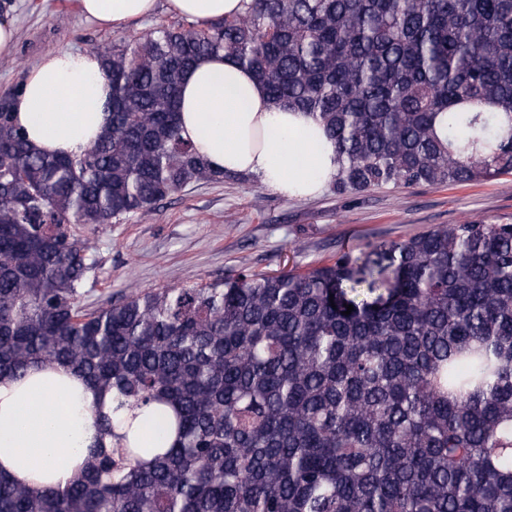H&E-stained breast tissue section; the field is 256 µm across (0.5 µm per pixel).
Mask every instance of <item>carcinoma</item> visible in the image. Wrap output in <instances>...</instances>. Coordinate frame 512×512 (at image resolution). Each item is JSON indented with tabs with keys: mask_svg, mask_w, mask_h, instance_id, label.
<instances>
[{
	"mask_svg": "<svg viewBox=\"0 0 512 512\" xmlns=\"http://www.w3.org/2000/svg\"><path fill=\"white\" fill-rule=\"evenodd\" d=\"M218 52L320 122L342 191L512 174V0H242L157 27L98 49L112 118L75 156L34 148L1 93L0 379L63 363L149 420L171 408L175 438L147 465L99 445L40 494L0 478V512H512V224L81 305L80 227L224 181L178 112Z\"/></svg>",
	"mask_w": 512,
	"mask_h": 512,
	"instance_id": "cac0c4a2",
	"label": "carcinoma"
}]
</instances>
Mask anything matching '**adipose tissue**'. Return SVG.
I'll list each match as a JSON object with an SVG mask.
<instances>
[{
    "mask_svg": "<svg viewBox=\"0 0 512 512\" xmlns=\"http://www.w3.org/2000/svg\"><path fill=\"white\" fill-rule=\"evenodd\" d=\"M84 16L119 30L157 9V0H79ZM169 13L198 23L233 16L241 0H167ZM112 89L92 51L45 54L26 74L13 117L36 149L77 155L110 119ZM182 134L210 166L248 173L286 199L322 193L338 169L336 145L311 114L273 107L264 86L232 57H202L184 75L178 99ZM112 411L111 395L90 389L64 365L31 368L0 382V477L34 491L65 487L101 438L92 410Z\"/></svg>",
    "mask_w": 512,
    "mask_h": 512,
    "instance_id": "ef3b65f1",
    "label": "adipose tissue"
}]
</instances>
